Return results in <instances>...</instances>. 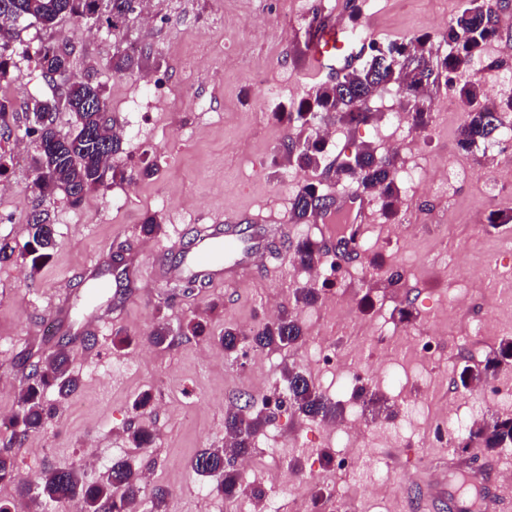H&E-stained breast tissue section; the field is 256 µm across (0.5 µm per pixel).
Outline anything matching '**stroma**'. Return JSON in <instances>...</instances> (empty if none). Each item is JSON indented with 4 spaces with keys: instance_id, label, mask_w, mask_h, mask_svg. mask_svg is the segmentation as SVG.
Listing matches in <instances>:
<instances>
[{
    "instance_id": "stroma-1",
    "label": "stroma",
    "mask_w": 512,
    "mask_h": 512,
    "mask_svg": "<svg viewBox=\"0 0 512 512\" xmlns=\"http://www.w3.org/2000/svg\"><path fill=\"white\" fill-rule=\"evenodd\" d=\"M466 0H149L154 17L145 27L133 17L121 31L123 45L135 50L134 74L107 69L112 35L104 21L60 17L50 28L20 30L12 43L10 82L21 102L51 96L38 68L29 66L39 43L66 45L69 74L102 86L109 110L122 134V148L111 166L127 180L88 192L80 205L63 196L45 200L30 189L34 147L22 160H10L5 177L12 190L0 196V241L24 245L33 213L47 211L57 243L50 260L32 272L20 257L0 262V450L11 449L21 476L52 467H73L93 479L118 460L150 473L137 512H148L154 488L168 490L167 512H259L252 490L265 489L270 471L281 470L291 482L279 492L281 512H294L313 490L312 471L325 454L336 453V436L326 423L287 406L277 410L256 434L250 456L253 471L242 474L243 491L227 498L213 482L198 476L191 460L204 448L224 445V417L230 405H243L260 393L284 391V368L295 367L327 396L341 404L344 419L358 406L350 390H337L336 374L313 361L318 328L347 362L365 368H388L402 381L422 389L424 401L408 409L399 390L387 383L375 389L396 407V423L367 425L355 449L357 465L336 476V493L346 512H407L422 497L413 481L425 472V459L440 460L426 446L439 412L449 402L470 405L471 393H450L443 379H455L473 352L488 354L500 337H512V323L499 336L477 335L470 317L452 309L456 296L467 299L471 312L494 314L500 299L492 284L498 272L512 273V251L499 247V228L489 219L512 215V188L492 189L493 171L512 172V140L498 137L460 151L458 124L448 120L452 91L441 70L428 87L435 104L432 123L418 133L400 122L394 103L396 87L369 103L375 114L366 125L332 123L318 169L301 172L289 163L283 141L285 123L276 118L281 106L298 103L311 93L319 76L305 63V51L316 20L347 24L351 9L360 12L362 39L387 44L428 34L434 57L445 56L443 33ZM504 22L497 41L475 60L473 71L484 93L512 81V62L491 67L492 58L512 50V0L499 11ZM165 74L173 88L164 104H153L138 83L146 73ZM368 145L396 160L397 168L415 167L418 178L401 182L402 205L390 230L378 201H371L372 221L357 257L341 262L343 298H322L311 306L296 304L299 288L322 282L299 267L293 244L303 236L336 247V227L319 220L291 223L290 202L309 181L336 193L331 166L340 156ZM454 163L465 168L450 191L439 190L440 169ZM152 166L150 178L137 172ZM156 216L160 229L144 235L145 217ZM244 218L263 227L260 245L270 247L266 263L254 266L240 281L208 280L205 288L176 294L172 283L154 277L159 267L174 266L179 246L198 228ZM284 224L287 235L274 233ZM467 255L471 270L459 276L457 258ZM382 268H373L372 258ZM403 274L401 287H389L392 271ZM101 280L100 301L108 320L96 331L81 329L88 275ZM413 303V318L404 323L397 308L402 298ZM277 299L280 309L294 312L308 333L303 342L266 349L260 362L227 354L218 338L225 326L253 335L268 317L265 303ZM202 322L206 333L188 334V321ZM165 324L172 343L154 345L150 336ZM440 325L446 342L430 361L400 359L365 339L367 326L389 336L403 330L411 343L432 325ZM131 338L117 347V335ZM68 337L71 372L77 390L65 400L47 392L54 412L38 432L14 444L9 421L19 414V394L32 363ZM149 393V406L134 411L133 402ZM149 428L153 443L135 448L127 440L131 425ZM405 429L406 444L388 447L396 426ZM386 451L392 480L384 492L369 486L375 454Z\"/></svg>"
}]
</instances>
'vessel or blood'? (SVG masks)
Here are the masks:
<instances>
[{
  "label": "vessel or blood",
  "instance_id": "1",
  "mask_svg": "<svg viewBox=\"0 0 512 512\" xmlns=\"http://www.w3.org/2000/svg\"><path fill=\"white\" fill-rule=\"evenodd\" d=\"M356 53L346 30L336 24L320 25L309 46L307 62L317 73L333 72L355 63ZM336 209L346 215L349 223L367 224L368 204L357 192L341 194ZM263 252L244 243L233 224H212L203 228L186 250L180 265L167 269V277H186L192 274L216 273L226 264L245 270L262 262Z\"/></svg>",
  "mask_w": 512,
  "mask_h": 512
}]
</instances>
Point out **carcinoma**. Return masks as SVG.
Returning <instances> with one entry per match:
<instances>
[{"mask_svg": "<svg viewBox=\"0 0 512 512\" xmlns=\"http://www.w3.org/2000/svg\"><path fill=\"white\" fill-rule=\"evenodd\" d=\"M136 0H0V81L6 79L12 61L13 29L18 18L32 19L45 28L52 27L62 16L85 19L106 14L108 30L112 31L114 52L107 66L115 74H125L134 65L119 39L120 30L135 12ZM499 35L498 15L487 0H467L455 19L448 25L444 39L450 51L440 61L446 84L460 101L464 119L460 126L458 148L470 152L479 143L499 134L502 114L512 112V97L497 105L482 102L484 93L478 77L469 74L472 60L483 54L486 47ZM430 43L426 34L413 36L392 43L398 52L413 64L414 74H403L384 62L348 66L341 75L314 86L309 98L301 101L293 112H283L291 130L284 141L288 158L306 172L320 165L323 143L304 132L312 131L326 117L345 125L365 124L372 113L367 101L379 89L393 85L405 100L424 96L431 72L430 56L425 47ZM70 52L51 44H42L35 51L36 65L42 76L53 78L68 71ZM60 101L75 116L80 133L60 135L56 127L32 122L25 128V135L35 144L37 155L33 158L35 178L33 188L44 199L64 195L73 205L79 204L91 190L112 181L124 172L109 165V159L121 150V138L115 120L104 117L108 102L101 86L83 81H71L61 94ZM14 112L10 103L0 99V135H10V118ZM337 180L365 195L375 196L382 215L388 222L395 221L401 204V189L396 180L395 159L378 156L368 148L355 152L347 163L336 165ZM333 197L313 183L305 184L291 204V220L299 224L319 212H328ZM55 240L48 214L38 213L31 220L30 239L24 244L20 256L30 262L32 272H37L51 257ZM327 253L325 246L309 237L297 241L294 257L304 268L318 264ZM303 330L297 316L283 312L264 323L262 328L248 338L237 328L226 327L219 336L224 349L237 353L246 340L259 348H285L302 341ZM58 349L44 361L32 366L27 375V386L19 395L21 416L12 420L17 427L13 438L23 439L30 432L39 430L51 415V408L44 401V391L54 389L58 396H68L76 386V379L68 369L66 348ZM512 359V338L500 342L499 348L490 352L482 368L465 365L459 372L464 389L481 380L496 375L502 364ZM283 382L288 388L291 405L304 416L321 421H335L341 411L339 404L323 393L306 375L293 367L284 370ZM362 406L371 420H388L394 416L387 401L365 387L358 390ZM267 416L264 408H256L254 399L245 405L228 410L224 424L233 444L225 448H205L192 460L193 471L212 480L217 490L226 495L235 493L239 474L232 460L244 457L252 448V441L264 426ZM128 441L135 448H144L152 440V433L142 427H131ZM512 445V415L495 414L476 428L470 429L456 441L458 448H485L492 452ZM0 483H17L21 493L37 489V496L53 501H71L78 512H133L142 495L140 472L129 462L118 461L98 481H88L84 474L68 467L46 470L35 480L19 476L14 458L0 452Z\"/></svg>", "mask_w": 512, "mask_h": 512, "instance_id": "carcinoma-1", "label": "carcinoma"}]
</instances>
